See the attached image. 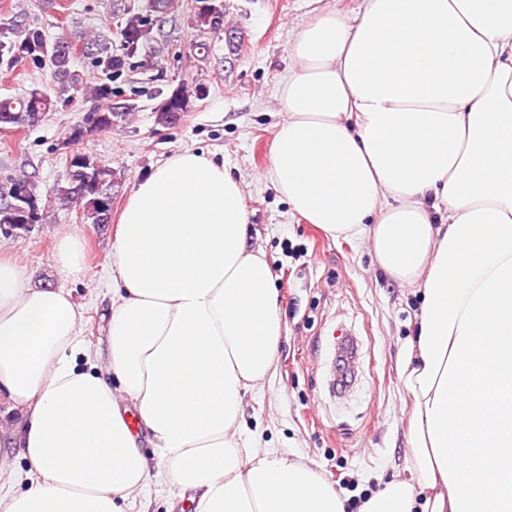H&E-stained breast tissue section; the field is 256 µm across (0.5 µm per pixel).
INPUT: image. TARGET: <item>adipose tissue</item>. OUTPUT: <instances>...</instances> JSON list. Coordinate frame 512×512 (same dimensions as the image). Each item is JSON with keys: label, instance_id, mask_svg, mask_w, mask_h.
Instances as JSON below:
<instances>
[{"label": "adipose tissue", "instance_id": "adipose-tissue-1", "mask_svg": "<svg viewBox=\"0 0 512 512\" xmlns=\"http://www.w3.org/2000/svg\"><path fill=\"white\" fill-rule=\"evenodd\" d=\"M289 57L270 180L422 297L399 371L410 477L358 512H512V0H363L314 15ZM248 220L202 152L135 184L102 375L70 291L0 253V405L31 474L0 512H134L152 480L192 512H347L317 470L241 440L283 334Z\"/></svg>", "mask_w": 512, "mask_h": 512}]
</instances>
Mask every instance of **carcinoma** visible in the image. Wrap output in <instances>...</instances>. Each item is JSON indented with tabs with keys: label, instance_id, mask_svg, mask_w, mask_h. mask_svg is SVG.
<instances>
[{
	"label": "carcinoma",
	"instance_id": "cac0c4a2",
	"mask_svg": "<svg viewBox=\"0 0 512 512\" xmlns=\"http://www.w3.org/2000/svg\"><path fill=\"white\" fill-rule=\"evenodd\" d=\"M167 7L166 0H120L117 12L121 16V23L115 35L119 46L111 42L99 43L95 39L87 41L94 51L92 67L99 74V83L91 88V95L108 101V104L93 109L98 118L84 119L81 125L72 129L69 141L75 143L93 133L111 129L112 118H120L132 109L129 104L119 101L120 92L112 88V82L124 70L129 59L126 44L134 43L140 51L150 48L161 29L143 32L148 24V14L157 16V23L160 24L166 19ZM30 38L37 44V49L30 53V60L37 66L44 61L49 63L56 98H51L48 92L38 88L22 96L0 97V117L18 130L35 125L40 117L54 110L57 102H69L88 89L83 76L73 66L75 55L61 48L62 40L49 42L44 31L35 24L26 23L25 16L21 14L0 23V58L16 60L18 48ZM90 162L89 175L78 172L75 178H66L54 185L51 193L60 205H85L110 193L114 183L112 167L93 156Z\"/></svg>",
	"mask_w": 512,
	"mask_h": 512
}]
</instances>
